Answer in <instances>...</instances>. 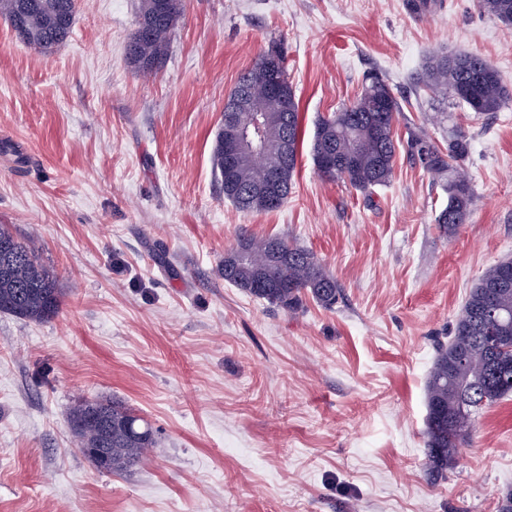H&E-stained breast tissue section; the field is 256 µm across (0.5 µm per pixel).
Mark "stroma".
Here are the masks:
<instances>
[{"label": "stroma", "mask_w": 512, "mask_h": 512, "mask_svg": "<svg viewBox=\"0 0 512 512\" xmlns=\"http://www.w3.org/2000/svg\"><path fill=\"white\" fill-rule=\"evenodd\" d=\"M185 0L156 75L126 43L139 0H77L49 54L0 20V224L35 241L64 290L46 322L0 313V512H498L512 489V396L479 417L458 467L426 468L425 384L474 281L512 258V99L477 116L418 77L436 52L481 55L512 90V26L479 0ZM302 131L383 75L447 147L471 142L474 202L400 154L365 195L301 150L275 211L245 213L212 168L224 102L270 45ZM312 250L341 299L268 307L216 272L240 233ZM164 251L165 262L154 255ZM117 398L160 443L102 473L69 412Z\"/></svg>", "instance_id": "obj_1"}]
</instances>
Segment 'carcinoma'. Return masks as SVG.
Masks as SVG:
<instances>
[{
    "instance_id": "cac0c4a2",
    "label": "carcinoma",
    "mask_w": 512,
    "mask_h": 512,
    "mask_svg": "<svg viewBox=\"0 0 512 512\" xmlns=\"http://www.w3.org/2000/svg\"><path fill=\"white\" fill-rule=\"evenodd\" d=\"M140 0L136 27L126 45V55L136 71L157 73L165 60L171 35L184 3L174 11L158 2ZM482 8L506 26H512V0H481ZM76 0H0L4 19L24 43L51 53L72 32ZM275 56L283 75H288L286 56L273 44L244 73L239 84L248 87V102L233 113L238 126L251 128L264 118L261 147L270 161H279L283 143H288V166L282 168L285 192H290L303 145L301 116L295 92L285 82L283 95L267 88L268 58ZM422 87L442 93L448 104H463L478 115L498 111L509 97L498 72L471 53L434 54L427 60ZM403 112L387 80L379 75L366 79L361 94L350 104L322 117L315 125L310 154L318 173L367 193L388 184L394 173L396 154L404 148L431 174L443 182L448 203L436 222L444 232L454 233L470 212L474 201L466 175L470 139L458 130L448 136L442 150L421 128L406 123L407 139L399 137L395 124ZM220 125L212 150L216 176L229 200L241 212H270L262 188L269 168L244 160L224 173V133ZM336 153V168L323 171L321 161L328 151ZM224 281L252 297L289 313L308 300L331 309L339 288L327 267L310 250L279 236L257 238L246 233L224 253L220 265ZM512 279V260L499 261L471 286L448 340H438L425 385V455L429 473L447 477L459 463V446L469 439L476 415L512 394V326L500 324L499 316L483 313L491 300L501 311L512 312V288H499ZM62 291L56 274L40 259L38 250L18 239L10 227L0 224V313L30 321H48L58 315ZM106 416L109 426L101 430L91 418ZM71 431L81 453L108 448L106 472L125 475L135 469L145 454L159 445L156 430L143 417L116 399L82 400L69 415Z\"/></svg>"
}]
</instances>
